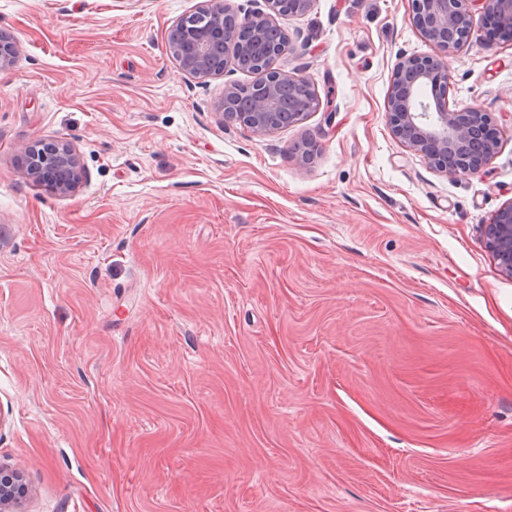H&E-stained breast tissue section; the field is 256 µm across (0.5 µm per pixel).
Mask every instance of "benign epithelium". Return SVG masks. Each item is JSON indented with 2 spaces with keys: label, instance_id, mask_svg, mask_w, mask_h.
<instances>
[{
  "label": "benign epithelium",
  "instance_id": "obj_1",
  "mask_svg": "<svg viewBox=\"0 0 512 512\" xmlns=\"http://www.w3.org/2000/svg\"><path fill=\"white\" fill-rule=\"evenodd\" d=\"M474 0H412L413 21L437 52L433 56L409 57L395 67L386 112L392 134L410 150L421 154L438 171L450 176L476 174L495 155L497 129L489 115L475 108L448 107L451 84L447 58L473 35L470 4ZM483 9L486 45L512 36V0H479ZM268 10L242 18L224 7L222 0H208L201 14L180 17L181 41L171 50L180 69L200 83L224 74L227 63H237L262 52L269 58L266 78L253 83L248 111H237L239 86L224 89L220 116L236 121L257 135H267L285 124H298L319 107L317 95L303 76L273 67L285 47L269 41L275 17L306 12L311 0H265ZM17 54L8 34H0V69L11 66ZM433 88L432 101L423 91ZM29 172L47 181L60 195L73 192L83 179L76 151L65 142L27 148ZM484 234L502 271L512 276V202L500 208ZM25 486L22 474L0 467V512H22Z\"/></svg>",
  "mask_w": 512,
  "mask_h": 512
}]
</instances>
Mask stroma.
<instances>
[{
	"label": "stroma",
	"instance_id": "obj_1",
	"mask_svg": "<svg viewBox=\"0 0 512 512\" xmlns=\"http://www.w3.org/2000/svg\"><path fill=\"white\" fill-rule=\"evenodd\" d=\"M203 0H0V466L26 512H512V42L447 59L499 129L450 177L385 112L435 47L412 0H311L274 66L320 100L265 136L221 120L227 66L167 34ZM68 142L54 193L26 149ZM311 141L314 158L299 148ZM26 151L30 174L39 181L49 182L50 187L59 195L73 192L82 181L80 158L68 143L32 145ZM484 234L502 271L512 276V202L498 210Z\"/></svg>",
	"mask_w": 512,
	"mask_h": 512
}]
</instances>
